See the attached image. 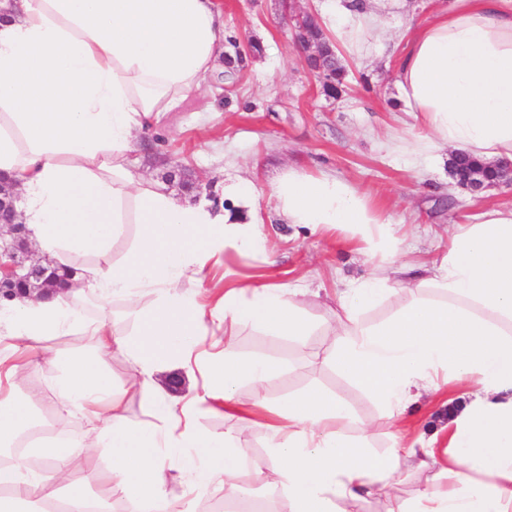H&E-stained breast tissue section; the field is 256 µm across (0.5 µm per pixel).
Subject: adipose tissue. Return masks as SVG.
I'll return each mask as SVG.
<instances>
[{
  "label": "adipose tissue",
  "mask_w": 512,
  "mask_h": 512,
  "mask_svg": "<svg viewBox=\"0 0 512 512\" xmlns=\"http://www.w3.org/2000/svg\"><path fill=\"white\" fill-rule=\"evenodd\" d=\"M390 2L325 0L320 22L356 56L386 26ZM0 9V172L16 180L38 251L65 264L88 259L62 292L0 300V447L11 452L0 464V512H45L57 500L69 512H112L116 500L139 512H194L197 490L220 487L232 500L252 477L288 512H345L383 495L385 512H512V206L454 225L446 255L411 279L397 261L403 237L349 182L291 169L264 191L231 185L251 205L269 195L283 223L348 232L372 262L369 277L336 291L324 360L381 406L389 444L375 453L370 429L345 436L350 412L323 390L273 406L268 387L280 365L237 351L246 325L305 349L303 312L318 291L228 271L213 306L196 299L225 250L264 249L262 220L204 200L182 206L130 159L137 135L197 95L214 67L224 47L216 0H0ZM394 82L421 128L402 141L414 160L443 149L512 160V0H452L408 26ZM131 219L142 231L115 260ZM142 290L154 292V304L130 337L73 305L86 295L132 303ZM384 301L395 304L390 317L365 325L363 311ZM205 327L220 334L217 352L196 349ZM77 328L92 336L91 351L50 347ZM115 352L132 366L120 392L105 369ZM35 360L53 370L57 412L80 415L87 431L34 436L40 402L17 383ZM190 363L206 374L200 392L178 397L158 382L157 373ZM244 383L245 409L236 400ZM449 386L463 401L448 409L447 436L410 433L406 408ZM130 395L148 399L155 421H130ZM203 410L264 429L269 455L253 456L234 429L220 438L199 430ZM81 454L110 462L102 495L72 482ZM409 475L424 484L390 497ZM173 481L181 494L168 492Z\"/></svg>",
  "instance_id": "adipose-tissue-1"
}]
</instances>
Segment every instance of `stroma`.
Masks as SVG:
<instances>
[{"label":"stroma","instance_id":"stroma-1","mask_svg":"<svg viewBox=\"0 0 512 512\" xmlns=\"http://www.w3.org/2000/svg\"><path fill=\"white\" fill-rule=\"evenodd\" d=\"M224 13V52L204 78L208 102L187 100L146 134L147 146L134 158L146 175L163 183L166 171L181 165L200 189L182 193V201L206 199L231 206L226 185L247 180L264 189L294 167L311 175L329 173L345 179L365 194L385 218L398 224L406 241L403 261L411 264L440 259L447 250L453 225L476 221L487 207L512 204V185L475 193L460 187L450 175L449 151L437 153L426 165L393 151V136L414 132L413 119L403 110L392 73L402 53L401 36L409 22H423L452 0H400L388 17L381 40L368 41L362 58H346L348 84L340 98L325 96L320 83L295 46L294 16L319 12L322 0H219ZM259 44V52L239 64L233 82L222 76L241 41ZM260 214L267 233L266 254L239 255L229 251L212 266L200 302H210L211 288L223 287L224 269L246 276L294 283L305 278L321 294L313 318L325 317L342 281L358 279L372 269L341 231L315 232L282 224L274 203L261 198ZM328 340L314 334L307 352H299L287 337L242 327L238 351L263 356L283 365L270 391L279 405L288 396L311 387L323 389L349 404L357 421L372 424L377 449L386 446V431L376 402L333 367L322 364ZM413 434L431 436L448 423L445 396H422L406 413Z\"/></svg>","mask_w":512,"mask_h":512}]
</instances>
